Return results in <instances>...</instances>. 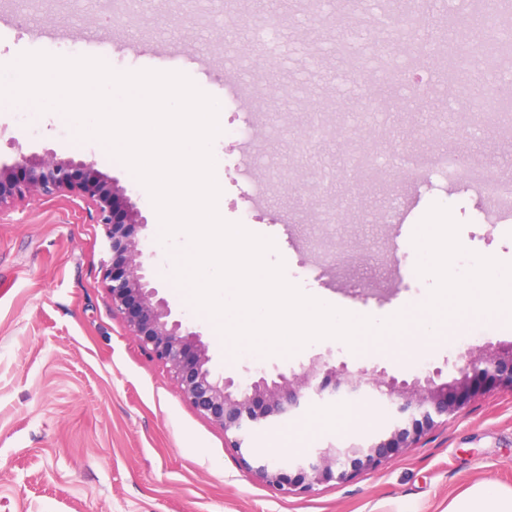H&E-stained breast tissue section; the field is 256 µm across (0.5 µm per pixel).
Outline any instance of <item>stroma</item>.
Segmentation results:
<instances>
[{"mask_svg":"<svg viewBox=\"0 0 512 512\" xmlns=\"http://www.w3.org/2000/svg\"><path fill=\"white\" fill-rule=\"evenodd\" d=\"M307 3L282 29L272 22L282 0H237L240 37L229 44L202 22L193 0H142L118 8L109 26L96 0H60L52 13L30 0H0V66L29 51L69 58L95 35L97 57L114 71L186 74L226 112L213 143L224 220L272 238L268 261L284 262L287 281L303 293L379 322L400 312L412 318L403 334L356 350L325 338L289 355L256 357L225 343L216 321L178 293L173 260L156 257L160 296L173 313L193 320L216 372L236 378L258 366L285 371L321 355L352 371L378 365L401 380L436 367L452 375L460 349L512 344L507 314L449 318L444 334L423 343L413 324L444 281L469 282L483 267L512 269V217L489 214L472 182L452 184L435 173L424 179L406 165L430 153L512 178V129L470 125L449 136L444 114L472 111L475 102L435 91L459 52L448 20L466 13L468 2L430 5L435 60L420 74L403 72L393 86L403 96L413 78L427 85L426 107L410 112L371 92L379 82L371 62L377 47L411 46L380 24L382 0ZM258 43L281 46L276 70L249 55ZM238 82L263 87L267 108L279 113V137L269 136L267 116L255 114L251 100L229 99V84ZM323 101L350 114L351 130L298 138L301 117ZM23 109L29 134L12 110H0V162L45 148L95 161L139 198L145 233L159 241L151 199L124 164L103 144L78 139L63 115L39 114L30 103ZM362 150L372 166L339 179L346 160ZM259 153L286 165L284 178L269 181L260 200L252 185L267 181L265 172L244 163ZM323 173L335 179L315 197L289 192V184L306 189ZM334 211L340 219L327 225ZM429 223L447 229L426 261L415 229ZM103 244V226L90 222L83 200L68 193L0 214V512H448L481 482L512 489V396L492 384L377 469L307 494L269 488L241 466L222 428L194 410L166 366L140 349L113 311ZM380 422L368 403L315 407L265 431L257 444L277 456L298 454L362 437Z\"/></svg>","mask_w":512,"mask_h":512,"instance_id":"35a3bbf8","label":"stroma"}]
</instances>
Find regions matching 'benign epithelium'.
Masks as SVG:
<instances>
[{
  "mask_svg": "<svg viewBox=\"0 0 512 512\" xmlns=\"http://www.w3.org/2000/svg\"><path fill=\"white\" fill-rule=\"evenodd\" d=\"M495 17V0H486L478 23L460 20L462 53L493 40ZM62 192L82 197L90 220L105 229L111 253L105 279L112 309L124 316L138 345L168 368L183 397L200 415L224 430V441L244 468L281 494L310 493L319 485L377 467L460 412L487 381L512 394V345L466 349L459 354L457 375L449 379L442 378L440 368L410 382L384 369L361 368L354 374L346 363L321 356L287 373L256 368L237 379L218 374L201 333L175 317L153 286L149 259L155 253L127 232L131 225L147 227L148 219L118 179L105 176L93 161L62 159L46 148L20 151L12 163H0V211L17 201ZM363 399L377 402L385 418L358 442L330 443L288 457L272 455L252 443L256 431L286 423L311 404Z\"/></svg>",
  "mask_w": 512,
  "mask_h": 512,
  "instance_id": "1",
  "label": "benign epithelium"
}]
</instances>
